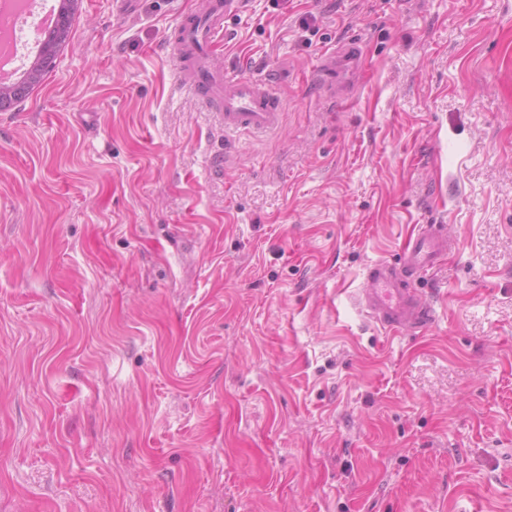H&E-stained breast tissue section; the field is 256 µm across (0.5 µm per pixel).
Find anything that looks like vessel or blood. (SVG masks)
Listing matches in <instances>:
<instances>
[{"label": "vessel or blood", "instance_id": "1", "mask_svg": "<svg viewBox=\"0 0 512 512\" xmlns=\"http://www.w3.org/2000/svg\"><path fill=\"white\" fill-rule=\"evenodd\" d=\"M239 6L240 0H201L199 8L179 18L169 44L184 82L195 94L220 103L225 130L268 132L282 123L279 99L264 81L226 76L213 57L215 38L224 30L225 17L236 13ZM361 60L362 47L355 40L322 55L316 66L321 84L330 89L350 87L360 72ZM442 251L439 233L423 232L410 238L401 265L373 264L358 298L361 308L388 331L417 332L431 324L433 307L406 282L432 266Z\"/></svg>", "mask_w": 512, "mask_h": 512}]
</instances>
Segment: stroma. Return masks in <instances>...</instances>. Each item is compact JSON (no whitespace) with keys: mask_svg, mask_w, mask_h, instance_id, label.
I'll list each match as a JSON object with an SVG mask.
<instances>
[{"mask_svg":"<svg viewBox=\"0 0 512 512\" xmlns=\"http://www.w3.org/2000/svg\"><path fill=\"white\" fill-rule=\"evenodd\" d=\"M198 2L79 0L0 112V512H512V0H243L218 58L283 121L234 137L166 45ZM428 225L436 319L383 333ZM362 47L360 42L352 40L339 45L336 50L323 54L315 70L320 83L335 91L336 75L340 77L344 89H348L360 72ZM44 61L42 58V53L37 56V58L32 63V67L30 71H27V79L26 82L22 85V93L18 94V88L17 87H10V86H4V94L1 95V101L2 103L4 101H10V103L13 102H20L22 101L29 92L37 85L41 83L44 76L50 71L47 67L43 65ZM436 230L410 238L399 267L380 261L368 272L358 303L383 329L417 332L432 323L433 307L405 281L429 268L445 250Z\"/></svg>","mask_w":512,"mask_h":512,"instance_id":"1","label":"stroma"}]
</instances>
